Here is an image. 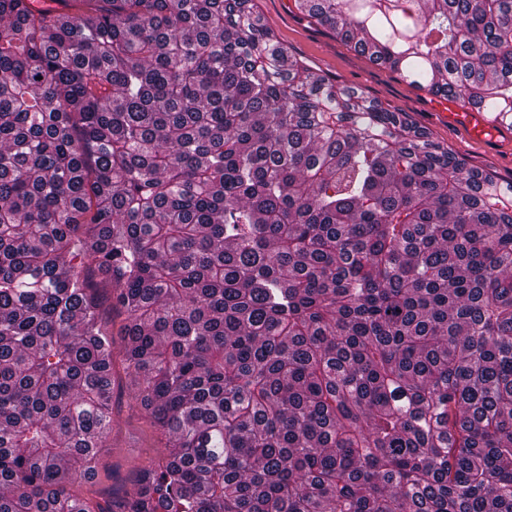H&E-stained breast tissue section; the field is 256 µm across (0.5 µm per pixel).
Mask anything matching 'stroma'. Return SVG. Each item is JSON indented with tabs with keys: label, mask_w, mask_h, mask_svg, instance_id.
Masks as SVG:
<instances>
[{
	"label": "stroma",
	"mask_w": 512,
	"mask_h": 512,
	"mask_svg": "<svg viewBox=\"0 0 512 512\" xmlns=\"http://www.w3.org/2000/svg\"><path fill=\"white\" fill-rule=\"evenodd\" d=\"M255 6L289 53L304 65L322 71L336 86L351 88L389 111L403 113L432 140L448 146L466 167L502 182L512 180V129L500 130L491 141L475 139L464 125L440 117L427 91L413 88L342 40L329 26L300 13L294 0H255ZM100 295L102 323L113 341L112 430L100 451L95 478L77 480L70 491L105 502L113 493L131 489L140 469L164 456L165 441L151 428L131 395L122 360L125 314L113 306L110 290H101Z\"/></svg>",
	"instance_id": "stroma-1"
}]
</instances>
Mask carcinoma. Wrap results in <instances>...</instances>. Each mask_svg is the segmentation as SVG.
<instances>
[{
  "mask_svg": "<svg viewBox=\"0 0 512 512\" xmlns=\"http://www.w3.org/2000/svg\"><path fill=\"white\" fill-rule=\"evenodd\" d=\"M0 0V512H512V181L254 0ZM512 127V0H295ZM126 313L162 460L67 492Z\"/></svg>",
  "mask_w": 512,
  "mask_h": 512,
  "instance_id": "carcinoma-1",
  "label": "carcinoma"
}]
</instances>
